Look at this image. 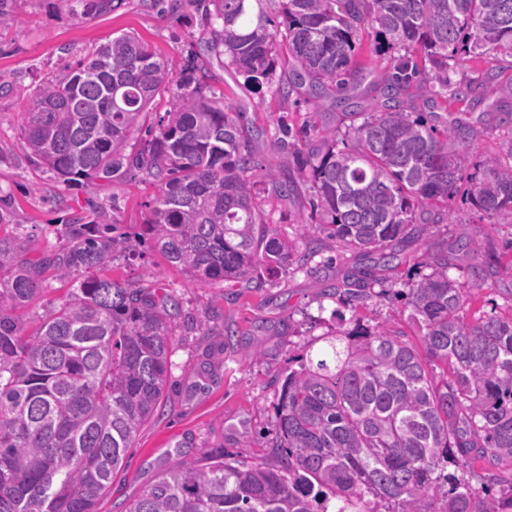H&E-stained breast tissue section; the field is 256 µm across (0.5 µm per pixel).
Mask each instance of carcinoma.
Listing matches in <instances>:
<instances>
[{
  "label": "carcinoma",
  "instance_id": "1",
  "mask_svg": "<svg viewBox=\"0 0 512 512\" xmlns=\"http://www.w3.org/2000/svg\"><path fill=\"white\" fill-rule=\"evenodd\" d=\"M57 2L98 17L125 0ZM264 2L189 0L205 22L204 49L227 57L245 83L284 98L303 88L315 107L328 102L349 123L283 129L263 177L257 136L196 76L204 68L177 76L129 34L43 81L24 112L22 147L55 182L140 174L155 194L137 235L94 210L92 220L57 229L63 247L17 263L26 240L0 236V512H99L141 428L167 403L174 329L220 352L236 336L217 313L185 310L170 289L100 271L118 256L155 251L201 288H261L293 250L262 219L257 197L269 189L311 197L319 220L302 225L314 243L304 262L338 243L356 255L332 285L337 302L355 310L404 300L420 345L352 318L281 378L267 455L248 461L211 448L170 465L125 512H512V317L471 314L479 285L448 277L451 255L476 276L492 259L478 239L459 237L425 247L417 264L430 272L408 290L379 278L397 267L396 243L426 242L448 223V199L464 180L472 127L458 117L436 125L416 101L497 95L482 80L452 88L448 71L468 57L512 58V0H279L276 20ZM368 26L374 53H397L392 67L369 72L385 98L379 108L357 102ZM164 95L166 111H153ZM284 156L293 170L277 178ZM467 191L489 219L512 223V137L486 156ZM47 268L83 280L28 334L22 313L45 290ZM432 362L446 365L445 378ZM478 462L487 476L476 488L467 474Z\"/></svg>",
  "mask_w": 512,
  "mask_h": 512
}]
</instances>
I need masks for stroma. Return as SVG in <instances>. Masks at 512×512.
I'll return each instance as SVG.
<instances>
[{
  "label": "stroma",
  "mask_w": 512,
  "mask_h": 512,
  "mask_svg": "<svg viewBox=\"0 0 512 512\" xmlns=\"http://www.w3.org/2000/svg\"><path fill=\"white\" fill-rule=\"evenodd\" d=\"M55 0H13V21L0 31V209L10 213L2 234H17L27 241V254L43 255L63 246L54 232L56 225L85 214L88 203L114 215L119 223L140 229L153 186L135 176L95 186L60 185L23 151L20 126L39 85L61 74L67 63L94 51L113 37L133 33L151 44L166 59L173 72H181L201 54L204 27L188 0H126L118 11L86 18L61 12ZM207 82L229 97L238 107L243 124L260 131L256 159L265 163L270 143L281 124L299 127L313 119L318 125L341 123L339 113L314 114L306 95L294 93L282 99L272 89L247 85L234 67L212 63ZM438 119L448 114L465 118L474 129L472 147L464 167L473 172L477 161L496 149L502 137L512 134V125L500 122L488 101L471 95L463 102L438 100L429 104ZM270 231L296 241L299 250L308 248L301 238V216L309 215L304 194L280 199L264 193L258 199ZM452 221L436 227L434 243L461 236L479 238L484 250L493 253L495 267L473 277L460 266L449 274L462 283L480 282L472 311L478 315H512V223L494 224L472 204L457 197L449 200ZM332 261L334 268L347 270L355 257L344 248L323 251L314 258L311 270L292 271L268 279L261 288L236 284L230 288H201L185 273L170 266L159 254L113 261L106 274L132 285L162 286L174 290L186 311L196 317L217 312L224 324L232 326L249 342H261L262 355L250 356L248 344L227 349L215 380L200 379L199 363L204 343L201 337L185 335L176 340L172 354L169 400L166 406L139 432L129 462L117 474L112 492L100 503V512H123L162 469L177 458L191 461L201 449L224 447L239 458L253 459L268 452L274 431L273 406L280 390L279 378L289 357L302 349L318 350L326 334L339 328L332 312V282L324 278L321 266ZM345 316H358L368 326L389 325L416 338L418 329L411 310L403 301L372 303ZM197 386L192 398H185L189 386ZM248 433L247 447H239L241 433ZM187 444L179 452V444Z\"/></svg>",
  "instance_id": "obj_1"
}]
</instances>
